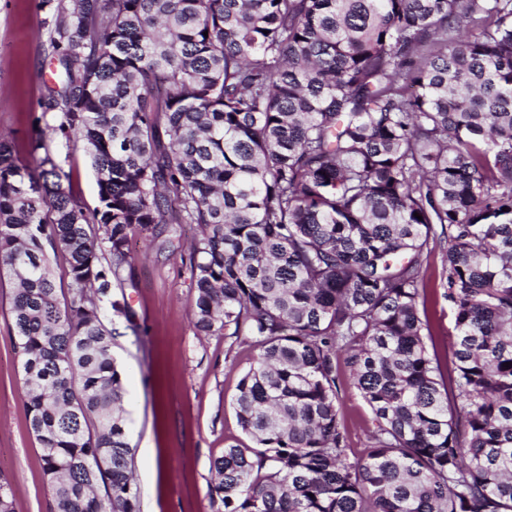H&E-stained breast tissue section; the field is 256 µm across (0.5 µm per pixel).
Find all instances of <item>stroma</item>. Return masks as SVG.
Instances as JSON below:
<instances>
[{"mask_svg":"<svg viewBox=\"0 0 512 512\" xmlns=\"http://www.w3.org/2000/svg\"><path fill=\"white\" fill-rule=\"evenodd\" d=\"M39 4L0 0V135L14 138L21 160L32 167L37 158L29 152L30 138L56 119L42 113L41 104L49 90L61 87ZM50 150L72 170L71 191L97 206L98 186L81 148L57 139ZM130 246L137 260L113 291L126 309L107 314L106 325L122 369L142 512H216L209 497L211 466L229 445L248 440L234 399L258 351L245 335L196 333L197 293L187 253L157 254L138 235ZM12 288L10 277L0 278V472L12 480L15 512H49L42 451L30 428L11 337ZM338 386L348 446L358 454L373 427L372 412L347 371H340Z\"/></svg>","mask_w":512,"mask_h":512,"instance_id":"1","label":"stroma"}]
</instances>
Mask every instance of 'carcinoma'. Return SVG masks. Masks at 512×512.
Here are the masks:
<instances>
[{
    "label": "carcinoma",
    "instance_id": "carcinoma-1",
    "mask_svg": "<svg viewBox=\"0 0 512 512\" xmlns=\"http://www.w3.org/2000/svg\"><path fill=\"white\" fill-rule=\"evenodd\" d=\"M43 5L59 115L34 168L0 136V273L49 512H141L101 302L167 224L199 228L195 329L260 350L234 399L256 447L212 465L224 512H512V0ZM48 134L82 142L97 207ZM438 240L447 378L421 315ZM340 364L374 416L353 458Z\"/></svg>",
    "mask_w": 512,
    "mask_h": 512
}]
</instances>
